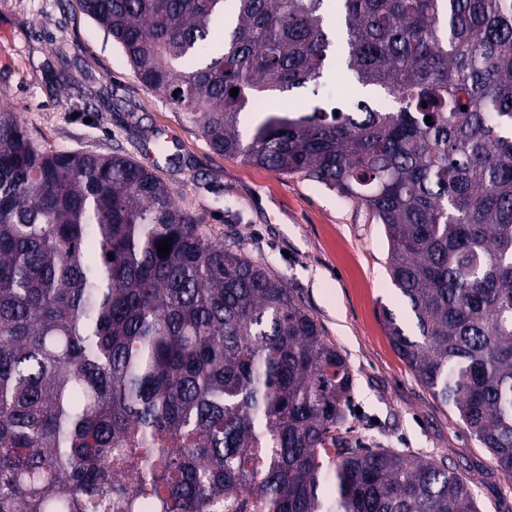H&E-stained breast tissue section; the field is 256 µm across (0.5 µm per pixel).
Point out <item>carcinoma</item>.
I'll use <instances>...</instances> for the list:
<instances>
[{"mask_svg": "<svg viewBox=\"0 0 512 512\" xmlns=\"http://www.w3.org/2000/svg\"><path fill=\"white\" fill-rule=\"evenodd\" d=\"M78 2L214 151L383 225L415 327L383 310L392 347L511 479L512 0ZM330 59L354 108L273 109ZM352 386L155 172L0 109V512H479L448 465L341 434Z\"/></svg>", "mask_w": 512, "mask_h": 512, "instance_id": "1", "label": "carcinoma"}]
</instances>
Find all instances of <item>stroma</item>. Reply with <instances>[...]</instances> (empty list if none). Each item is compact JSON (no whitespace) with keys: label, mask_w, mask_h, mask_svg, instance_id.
Masks as SVG:
<instances>
[{"label":"stroma","mask_w":512,"mask_h":512,"mask_svg":"<svg viewBox=\"0 0 512 512\" xmlns=\"http://www.w3.org/2000/svg\"><path fill=\"white\" fill-rule=\"evenodd\" d=\"M0 105L50 151L121 149L179 204L283 278L353 373L343 431L366 446L446 461L481 512H512V478L394 351L382 320L413 323L388 274L384 229L357 202L296 175L215 153L140 84L77 0H0Z\"/></svg>","instance_id":"35a3bbf8"}]
</instances>
